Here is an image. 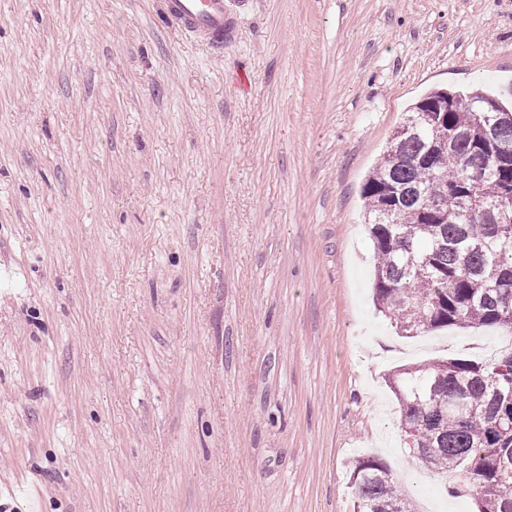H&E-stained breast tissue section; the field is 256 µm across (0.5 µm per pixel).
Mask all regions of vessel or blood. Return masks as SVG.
<instances>
[{
    "instance_id": "b4317fda",
    "label": "vessel or blood",
    "mask_w": 512,
    "mask_h": 512,
    "mask_svg": "<svg viewBox=\"0 0 512 512\" xmlns=\"http://www.w3.org/2000/svg\"><path fill=\"white\" fill-rule=\"evenodd\" d=\"M166 21L181 32L207 41L220 50L228 36L225 0H165Z\"/></svg>"
}]
</instances>
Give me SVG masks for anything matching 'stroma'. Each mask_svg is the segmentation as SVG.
I'll use <instances>...</instances> for the list:
<instances>
[{
    "label": "stroma",
    "mask_w": 512,
    "mask_h": 512,
    "mask_svg": "<svg viewBox=\"0 0 512 512\" xmlns=\"http://www.w3.org/2000/svg\"><path fill=\"white\" fill-rule=\"evenodd\" d=\"M223 51L162 0H0V504L353 512L408 457L388 376L512 333L398 336L361 188L433 88L512 90V0H227ZM350 481L354 489L355 512H391V505L399 503L402 512H412L404 494L398 490V480L381 460L359 455L348 464Z\"/></svg>",
    "instance_id": "35a3bbf8"
}]
</instances>
